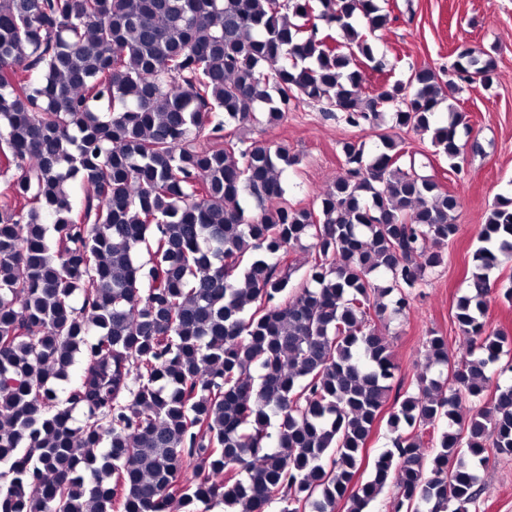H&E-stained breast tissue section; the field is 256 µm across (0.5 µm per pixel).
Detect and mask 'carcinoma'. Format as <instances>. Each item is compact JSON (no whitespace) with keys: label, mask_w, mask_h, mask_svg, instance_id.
Wrapping results in <instances>:
<instances>
[{"label":"carcinoma","mask_w":512,"mask_h":512,"mask_svg":"<svg viewBox=\"0 0 512 512\" xmlns=\"http://www.w3.org/2000/svg\"><path fill=\"white\" fill-rule=\"evenodd\" d=\"M358 18L390 16L379 0H0V154L22 166L0 183V512H267L277 496L280 512H365L390 483L399 510L469 512L475 465L512 457V385L488 375L512 338L484 321L512 201L480 225L456 303L469 350L453 361L426 337L447 376L394 400L393 449L356 484L395 377L385 319L444 263L428 243L456 235L459 200L381 133L371 152L341 141L344 172L296 207L288 146L222 135L303 101L352 127L388 113L458 167L459 111L434 123L432 68L364 91L382 63ZM453 68L488 83L496 64L470 49ZM419 428L440 431L429 463Z\"/></svg>","instance_id":"cac0c4a2"}]
</instances>
